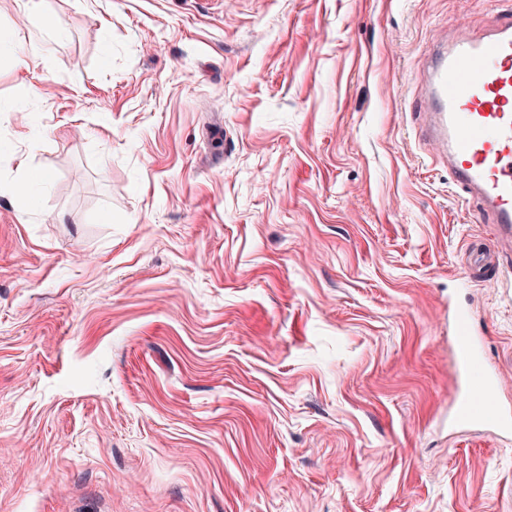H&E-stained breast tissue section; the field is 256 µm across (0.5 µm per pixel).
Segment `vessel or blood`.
Here are the masks:
<instances>
[{"instance_id":"b4317fda","label":"vessel or blood","mask_w":512,"mask_h":512,"mask_svg":"<svg viewBox=\"0 0 512 512\" xmlns=\"http://www.w3.org/2000/svg\"><path fill=\"white\" fill-rule=\"evenodd\" d=\"M424 61L415 112L425 120L435 157L475 200V218L494 225L498 242H512V10L483 35L459 25L436 37ZM454 319L457 395L449 418L511 433L512 405L500 399L499 379L469 315L459 308Z\"/></svg>"}]
</instances>
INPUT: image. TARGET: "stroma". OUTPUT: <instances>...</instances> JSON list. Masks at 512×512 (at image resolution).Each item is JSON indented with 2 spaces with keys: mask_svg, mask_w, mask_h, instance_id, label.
<instances>
[{
  "mask_svg": "<svg viewBox=\"0 0 512 512\" xmlns=\"http://www.w3.org/2000/svg\"><path fill=\"white\" fill-rule=\"evenodd\" d=\"M501 8L0 0V512H512L448 424L452 305L512 403V245L409 109Z\"/></svg>",
  "mask_w": 512,
  "mask_h": 512,
  "instance_id": "35a3bbf8",
  "label": "stroma"
}]
</instances>
